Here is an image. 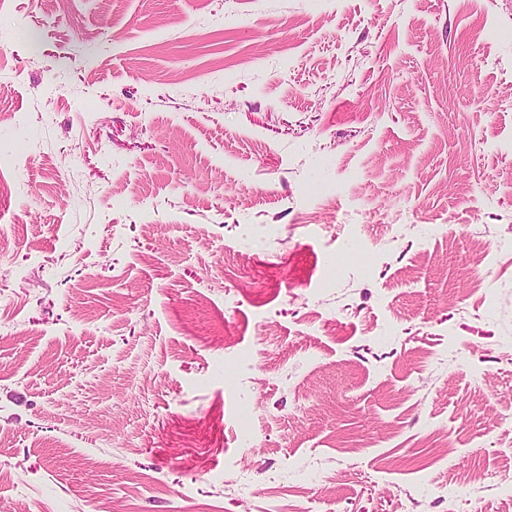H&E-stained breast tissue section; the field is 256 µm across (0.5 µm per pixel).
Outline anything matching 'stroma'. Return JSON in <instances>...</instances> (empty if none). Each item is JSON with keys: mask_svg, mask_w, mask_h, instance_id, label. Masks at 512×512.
Segmentation results:
<instances>
[{"mask_svg": "<svg viewBox=\"0 0 512 512\" xmlns=\"http://www.w3.org/2000/svg\"><path fill=\"white\" fill-rule=\"evenodd\" d=\"M7 512H512V0H0Z\"/></svg>", "mask_w": 512, "mask_h": 512, "instance_id": "stroma-1", "label": "stroma"}]
</instances>
